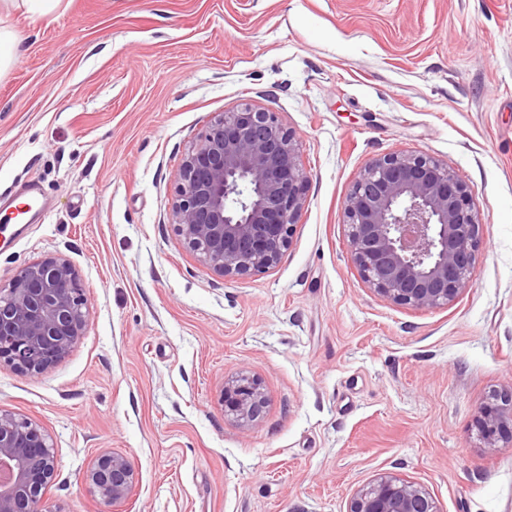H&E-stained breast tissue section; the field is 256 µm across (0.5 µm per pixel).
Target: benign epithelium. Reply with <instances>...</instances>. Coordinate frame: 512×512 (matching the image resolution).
<instances>
[{"label":"benign epithelium","instance_id":"7a95c632","mask_svg":"<svg viewBox=\"0 0 512 512\" xmlns=\"http://www.w3.org/2000/svg\"><path fill=\"white\" fill-rule=\"evenodd\" d=\"M306 204L294 134L275 112L244 104L217 115L181 160L172 224L201 261L226 278L275 268ZM352 265L376 294L416 310L444 308L468 286L480 246L476 190L447 163L410 151L370 161L344 208ZM90 311L82 281L61 256L29 262L0 284V364L38 376L83 336ZM227 411L244 425L262 414L258 381L226 383ZM512 389L479 408L484 447L512 440ZM54 444L35 420L0 409V512H49ZM83 482L108 505L137 483L128 457L105 449ZM348 512H438L418 484L384 474L360 489Z\"/></svg>","mask_w":512,"mask_h":512}]
</instances>
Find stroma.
<instances>
[{"label":"stroma","mask_w":512,"mask_h":512,"mask_svg":"<svg viewBox=\"0 0 512 512\" xmlns=\"http://www.w3.org/2000/svg\"><path fill=\"white\" fill-rule=\"evenodd\" d=\"M0 194L48 210L0 249V281L62 255L90 308L48 372L0 365V408L55 445L52 512H348L380 474L438 512H512V443L476 427L512 387V0H0ZM249 103L296 135L307 203L270 270L226 279L178 236L184 153ZM431 156L477 192L481 244L448 307L394 305L349 260L347 193L372 159ZM266 405L240 426L228 380ZM104 449L139 481L105 507ZM20 44V40L13 31L0 27V75L17 60ZM224 402L237 421L249 425L261 416L266 397L258 381L242 376L226 383ZM83 482L108 505L127 500L137 483V473L123 453L102 450L83 474Z\"/></svg>","instance_id":"35a3bbf8"}]
</instances>
